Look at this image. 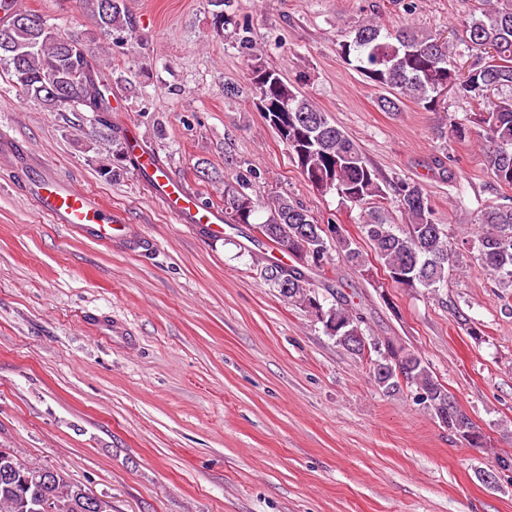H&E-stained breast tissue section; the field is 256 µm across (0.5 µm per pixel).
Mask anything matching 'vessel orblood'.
<instances>
[{
	"label": "vessel or blood",
	"mask_w": 512,
	"mask_h": 512,
	"mask_svg": "<svg viewBox=\"0 0 512 512\" xmlns=\"http://www.w3.org/2000/svg\"><path fill=\"white\" fill-rule=\"evenodd\" d=\"M135 152L152 178L151 188L157 202L176 222L201 225L212 234L223 233L222 209L201 206L196 194L180 178L164 164L154 162L150 151L139 146ZM0 162L11 163L15 170L24 172L19 187L49 223L65 225L69 232L99 244L125 240L134 251H147V242L131 234L121 213L112 211L97 196L61 177L48 164L34 162L30 150L4 132L0 133Z\"/></svg>",
	"instance_id": "b4317fda"
}]
</instances>
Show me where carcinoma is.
<instances>
[{
    "label": "carcinoma",
    "mask_w": 512,
    "mask_h": 512,
    "mask_svg": "<svg viewBox=\"0 0 512 512\" xmlns=\"http://www.w3.org/2000/svg\"><path fill=\"white\" fill-rule=\"evenodd\" d=\"M103 2L79 0L105 35H116L122 42L135 39L136 26L125 11L124 0H112L108 9ZM210 3L212 26L221 31L230 21L224 11L228 0ZM478 40L492 43L499 64L491 65L488 59L479 58L465 75L449 67V43H441L436 35L414 27L392 32L368 22L359 26L352 38L338 42V54L368 85L383 90L378 106L384 112L399 111L406 100L430 110L446 84L455 86L465 97L484 99L483 111L455 123L452 134L466 140L486 132L488 169L498 184L512 187V0H482L479 14L466 22L461 37L468 50ZM0 62L5 63L10 84L23 95L54 111L80 106L93 114L95 124L106 131V140L112 143V162L101 166V176L112 179L122 172L139 170L132 147L112 134V84L121 83L123 78L104 74L96 57L80 40L60 34L39 15L19 8L7 22L0 23ZM271 73L273 81H253L256 92L267 102L262 115L274 129L288 123L280 140L304 179L318 184L320 192L335 193L364 211L367 219L361 224V232L374 258L397 287L436 289L446 284L459 262V251L435 216L424 188L406 180L394 187L397 207L408 218L402 227L394 224L385 213L386 192L360 147L280 71L273 69ZM248 186L245 177L224 186V223L253 224L265 209L267 217L262 224L281 225L288 232V240L307 231L309 250L305 261L286 264L263 255L256 258L267 284L281 292L289 305L318 318L330 337L365 336L366 318L352 297L336 291L332 293L334 303L324 305L307 268L325 271L328 253L334 249L346 263L365 272L368 257L353 246L341 225L321 229L307 210L286 197L277 198L267 207L254 199L248 210L235 212V203L249 196ZM470 223L476 231L466 241L468 252L493 277L502 294L511 297L512 196L504 195L482 206L472 214ZM285 283L286 294L282 293ZM366 340L374 353L370 359L374 382H379L378 366L385 363L384 350L399 349L405 353L409 367L406 387L413 393L420 389L435 391L432 398L414 404L440 418V406L450 392L434 377L428 364L395 337L383 338L379 349L373 337L366 336ZM444 426L469 445L484 446L485 434L459 405L448 413ZM1 463L17 464L19 477H0V512H34L33 502L40 492L51 500V512H79L81 485L64 472L26 463L8 448H0ZM37 472L51 474L43 489L24 484L23 477Z\"/></svg>",
    "instance_id": "1"
}]
</instances>
